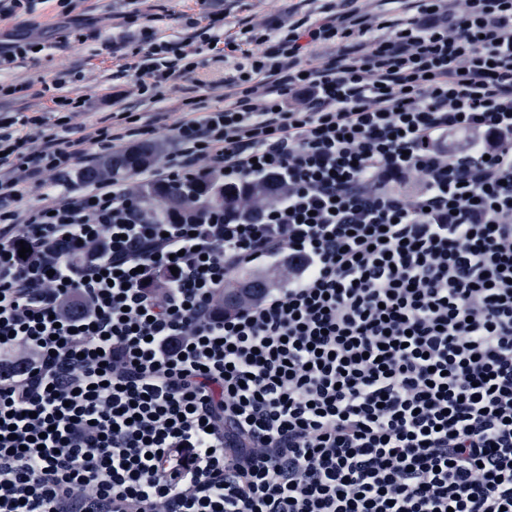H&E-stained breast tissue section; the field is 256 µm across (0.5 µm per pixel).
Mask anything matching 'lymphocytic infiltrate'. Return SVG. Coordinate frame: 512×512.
<instances>
[{
    "label": "lymphocytic infiltrate",
    "mask_w": 512,
    "mask_h": 512,
    "mask_svg": "<svg viewBox=\"0 0 512 512\" xmlns=\"http://www.w3.org/2000/svg\"><path fill=\"white\" fill-rule=\"evenodd\" d=\"M351 2L133 64L153 103L235 59L147 177L272 185L242 214L156 223L105 174L70 195L144 113L0 114V512H512V0ZM281 281L280 274L271 277H256L246 270L229 275L224 280V308L244 298L247 292L254 294L259 292L260 288H268L272 284L281 283Z\"/></svg>",
    "instance_id": "lymphocytic-infiltrate-1"
}]
</instances>
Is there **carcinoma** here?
I'll return each instance as SVG.
<instances>
[{"label": "carcinoma", "instance_id": "carcinoma-1", "mask_svg": "<svg viewBox=\"0 0 512 512\" xmlns=\"http://www.w3.org/2000/svg\"><path fill=\"white\" fill-rule=\"evenodd\" d=\"M155 151V145L144 143L134 150L112 154L99 166L81 170L80 180L90 184L95 182L102 173L110 174L117 180L124 179L149 165ZM139 193L151 215L159 221L168 222L176 215L183 213L189 204L200 211L211 208L234 210L244 196L241 191L226 187L223 182L212 179L198 183L187 192L177 187L148 184L140 186ZM275 283H281V276L278 274L271 277H256L246 270H240L224 280V306L228 307L244 298L245 294L257 293L260 289Z\"/></svg>", "mask_w": 512, "mask_h": 512}]
</instances>
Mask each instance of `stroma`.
<instances>
[{
    "label": "stroma",
    "instance_id": "stroma-1",
    "mask_svg": "<svg viewBox=\"0 0 512 512\" xmlns=\"http://www.w3.org/2000/svg\"><path fill=\"white\" fill-rule=\"evenodd\" d=\"M324 0H138L143 14L140 26L128 31L124 14L127 0H80L76 19L63 15L57 0H33L28 13L0 22V34H22L39 43L14 65L0 71V83H29L32 96L0 102L5 112H33L41 109L45 98L39 90L53 86L63 73H78V80L66 83L62 94L87 99V108L78 120L81 126H108L122 105L136 103L138 85L133 73L124 72L144 43L176 42L190 36L189 18L214 11L224 14V31L233 33L243 24L265 21L277 24L287 19L317 18ZM116 47L113 54L101 51L102 43ZM198 83L177 81L168 84L158 103L149 105L156 132L150 141L157 148L152 163L160 168L174 148L171 128L182 117L177 107L192 98L201 111L223 108L228 83L234 74V60H219L210 53L200 56Z\"/></svg>",
    "mask_w": 512,
    "mask_h": 512
}]
</instances>
